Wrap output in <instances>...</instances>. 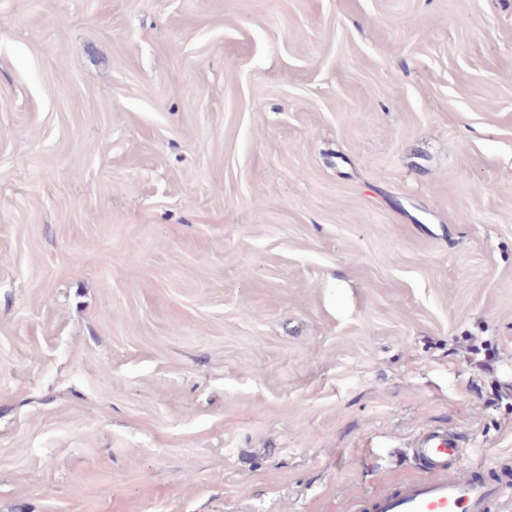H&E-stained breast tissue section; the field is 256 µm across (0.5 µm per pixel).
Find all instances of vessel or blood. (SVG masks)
Returning <instances> with one entry per match:
<instances>
[{"label":"vessel or blood","mask_w":512,"mask_h":512,"mask_svg":"<svg viewBox=\"0 0 512 512\" xmlns=\"http://www.w3.org/2000/svg\"><path fill=\"white\" fill-rule=\"evenodd\" d=\"M410 452L424 464L427 477L371 495V512H488L496 500L512 496V465L498 458L466 462L463 443L453 432L426 430Z\"/></svg>","instance_id":"obj_1"}]
</instances>
